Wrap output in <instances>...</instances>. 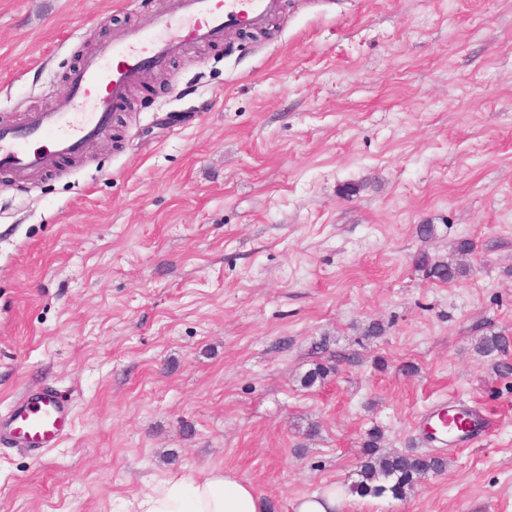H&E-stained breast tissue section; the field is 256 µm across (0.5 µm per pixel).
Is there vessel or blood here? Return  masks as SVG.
<instances>
[{"label": "vessel or blood", "instance_id": "1", "mask_svg": "<svg viewBox=\"0 0 512 512\" xmlns=\"http://www.w3.org/2000/svg\"><path fill=\"white\" fill-rule=\"evenodd\" d=\"M277 0H171L168 11L102 42L73 71L68 92L54 108L28 114L18 125H0V171L21 179L53 170L84 152L112 125V109L150 70L164 68L189 44L221 42L230 30L257 28ZM71 404L50 389L19 397L0 413V438L37 452L56 446L70 431ZM487 418L438 406L421 428L456 447L474 442Z\"/></svg>", "mask_w": 512, "mask_h": 512}]
</instances>
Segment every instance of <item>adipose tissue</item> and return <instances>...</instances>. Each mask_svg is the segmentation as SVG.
Instances as JSON below:
<instances>
[{
    "instance_id": "obj_1",
    "label": "adipose tissue",
    "mask_w": 512,
    "mask_h": 512,
    "mask_svg": "<svg viewBox=\"0 0 512 512\" xmlns=\"http://www.w3.org/2000/svg\"><path fill=\"white\" fill-rule=\"evenodd\" d=\"M135 512H264L252 485L229 472L173 476L136 504Z\"/></svg>"
}]
</instances>
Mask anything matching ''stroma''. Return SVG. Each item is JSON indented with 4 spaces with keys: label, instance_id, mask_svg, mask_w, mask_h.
<instances>
[{
    "label": "stroma",
    "instance_id": "35a3bbf8",
    "mask_svg": "<svg viewBox=\"0 0 512 512\" xmlns=\"http://www.w3.org/2000/svg\"><path fill=\"white\" fill-rule=\"evenodd\" d=\"M168 5L0 0V124ZM166 75L53 175L0 173V409L50 386L74 411L56 447L0 442V512H125L211 471L266 512H512V374L475 351L512 335V0H281ZM463 238L466 276L416 266ZM454 402L489 420L467 448L417 424ZM374 427L447 469L353 492Z\"/></svg>",
    "mask_w": 512,
    "mask_h": 512
}]
</instances>
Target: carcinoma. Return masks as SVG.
Returning a JSON list of instances; mask_svg holds the SVG:
<instances>
[{
	"mask_svg": "<svg viewBox=\"0 0 512 512\" xmlns=\"http://www.w3.org/2000/svg\"><path fill=\"white\" fill-rule=\"evenodd\" d=\"M473 250V243L464 238L452 246L447 257H435L422 252L417 266L425 275L438 282H450L466 273L465 257ZM478 352L497 360L496 368L501 374H512V336L506 333H491L480 337ZM382 434L377 429L367 433L363 442L364 460L360 465V477L356 489L364 496L380 497L389 492L395 496L412 490L421 477L429 472L439 473L446 468L447 461L438 456H415L401 452H386L381 448Z\"/></svg>",
	"mask_w": 512,
	"mask_h": 512,
	"instance_id": "carcinoma-1",
	"label": "carcinoma"
}]
</instances>
